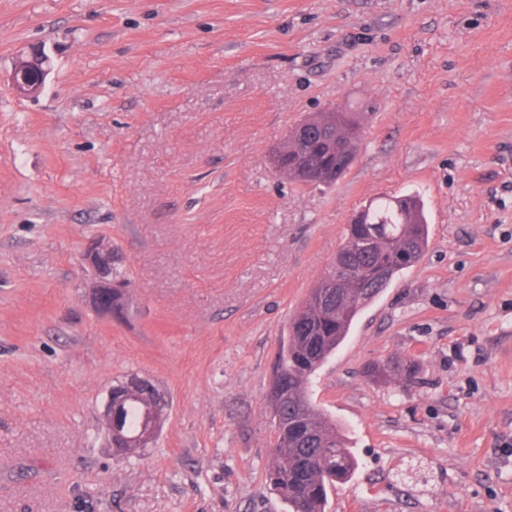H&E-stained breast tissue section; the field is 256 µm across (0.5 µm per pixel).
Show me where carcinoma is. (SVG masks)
<instances>
[{"label": "carcinoma", "mask_w": 512, "mask_h": 512, "mask_svg": "<svg viewBox=\"0 0 512 512\" xmlns=\"http://www.w3.org/2000/svg\"><path fill=\"white\" fill-rule=\"evenodd\" d=\"M305 150L281 157L276 169L297 186L332 184L348 167L341 165L335 145L358 143L359 123L350 112H338L322 125L304 128ZM428 243V225L415 195L385 198L360 211L358 223L347 228L336 253L333 269H350L361 275L357 288L342 283L327 294L328 277L311 288L291 319L288 335L280 344L267 394L276 446L267 469L271 489L288 504V512H327L329 492L346 482L358 466L347 438L336 424L312 404L307 384L348 336L362 308L403 270L417 263ZM130 286L112 289V314L125 312ZM369 374L377 380L391 376L403 384L413 382L414 363L395 367L375 364ZM113 409L116 429L139 444L138 437L152 429V445L165 402L157 389H123Z\"/></svg>", "instance_id": "cac0c4a2"}]
</instances>
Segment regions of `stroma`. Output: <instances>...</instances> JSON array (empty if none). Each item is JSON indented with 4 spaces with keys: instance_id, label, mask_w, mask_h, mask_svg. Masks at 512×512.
Wrapping results in <instances>:
<instances>
[{
    "instance_id": "35a3bbf8",
    "label": "stroma",
    "mask_w": 512,
    "mask_h": 512,
    "mask_svg": "<svg viewBox=\"0 0 512 512\" xmlns=\"http://www.w3.org/2000/svg\"><path fill=\"white\" fill-rule=\"evenodd\" d=\"M332 106L356 159L296 187L270 152ZM406 193L426 252L309 383L358 459L328 512H512V0H0V512H287L279 344L351 216ZM97 238L126 319L93 306ZM406 358L411 385L365 373ZM132 375L168 418L120 461L100 411ZM46 58L41 53H33L28 59L19 61L12 74V85L23 95L38 93L46 80L48 70L44 68ZM34 74L35 78L28 75Z\"/></svg>"
}]
</instances>
